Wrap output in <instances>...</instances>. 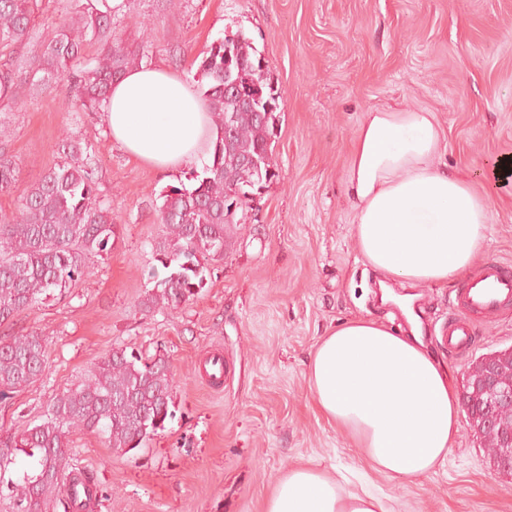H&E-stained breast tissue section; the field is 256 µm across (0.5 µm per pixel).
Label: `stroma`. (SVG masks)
<instances>
[{"mask_svg": "<svg viewBox=\"0 0 512 512\" xmlns=\"http://www.w3.org/2000/svg\"><path fill=\"white\" fill-rule=\"evenodd\" d=\"M63 8L43 0L29 42L0 53V66L38 53ZM112 8L140 65L190 78L216 38L251 40L279 95L274 176L194 300L143 313L139 302L161 269L153 254L161 196L189 168L163 174L139 164L112 142L102 114L78 110L66 89L16 82L0 122L20 180L17 192L0 194V215L17 213L19 190L62 161L59 143L71 133L91 147L119 232L111 251L88 257L65 296L0 326V336L34 330L48 344L42 376L0 403V430L39 423L55 394L112 349H162L175 381V416L164 430L127 453L89 431L69 436L73 468L99 483L89 512H263L276 481L309 464L344 474L345 490L369 488L393 512H512V479L496 472L468 422L444 467L390 478L371 471L318 413L307 379L319 337L343 319L408 329L403 313L382 303L381 275L353 239L343 174L365 112L435 113L446 133L442 164L469 170L491 195L483 259L512 263V183L496 184L491 173L498 157L512 155V0H114ZM392 289L413 297L423 341L455 387L476 358L512 347V307L478 322L470 348L451 353L430 329L447 323L455 283ZM216 352L229 362L221 389L199 369Z\"/></svg>", "mask_w": 512, "mask_h": 512, "instance_id": "35a3bbf8", "label": "stroma"}]
</instances>
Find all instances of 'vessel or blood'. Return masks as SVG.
<instances>
[{"label": "vessel or blood", "mask_w": 512, "mask_h": 512, "mask_svg": "<svg viewBox=\"0 0 512 512\" xmlns=\"http://www.w3.org/2000/svg\"><path fill=\"white\" fill-rule=\"evenodd\" d=\"M510 304L512 265L497 260L484 262L458 286L455 309L439 330L440 344L452 352L468 349L477 321L492 320Z\"/></svg>", "instance_id": "1"}]
</instances>
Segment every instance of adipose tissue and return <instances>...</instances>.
I'll list each match as a JSON object with an SVG mask.
<instances>
[{"instance_id":"adipose-tissue-1","label":"adipose tissue","mask_w":512,"mask_h":512,"mask_svg":"<svg viewBox=\"0 0 512 512\" xmlns=\"http://www.w3.org/2000/svg\"><path fill=\"white\" fill-rule=\"evenodd\" d=\"M107 131L133 160L170 171L211 157L219 131L184 75L126 70L103 108ZM445 133L434 113H364L343 180L356 249L374 269L412 284H445L477 262L490 197L437 164ZM320 413L382 474L418 479L444 466L460 427L447 367L420 336L366 317L320 337L308 361ZM264 512H388L369 492H347L313 466L289 470Z\"/></svg>"}]
</instances>
